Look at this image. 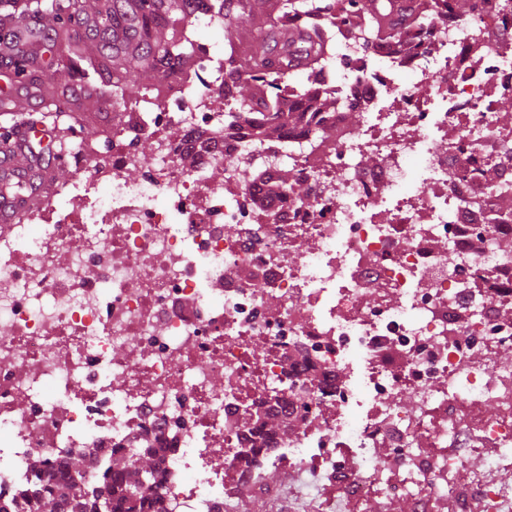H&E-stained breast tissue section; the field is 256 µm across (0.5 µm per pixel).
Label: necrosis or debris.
<instances>
[{
    "instance_id": "4bbe7bcc",
    "label": "necrosis or debris",
    "mask_w": 512,
    "mask_h": 512,
    "mask_svg": "<svg viewBox=\"0 0 512 512\" xmlns=\"http://www.w3.org/2000/svg\"><path fill=\"white\" fill-rule=\"evenodd\" d=\"M329 32L320 81L282 88L359 108L325 146L307 124L225 130L223 51L201 44L202 87L136 108L110 153L76 148L91 175L65 206L0 230L7 512L41 491L34 459L88 454L92 485L132 450L157 454L166 512L264 496L270 467L315 471L349 512H512V0H433L367 53ZM282 166L307 196L262 200ZM273 410L300 428L264 433Z\"/></svg>"
}]
</instances>
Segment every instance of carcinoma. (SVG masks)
<instances>
[{
    "label": "carcinoma",
    "instance_id": "obj_1",
    "mask_svg": "<svg viewBox=\"0 0 512 512\" xmlns=\"http://www.w3.org/2000/svg\"><path fill=\"white\" fill-rule=\"evenodd\" d=\"M270 0H112L95 24L100 31H112V41L100 37L87 49L83 36L72 29L79 16L78 0H0V31L16 25L24 16L38 21L48 20L42 27L28 28L25 34L32 41L56 49L54 65L64 75V83L40 91L39 101L29 107H16L8 94L0 97V124L6 136L22 129L41 125L53 136L56 156L72 150L80 136L71 122L69 105L78 98H124L128 92L126 64L149 68L163 78L178 77L195 65L197 51L195 34L187 24L197 13H208L224 19L232 32L249 17L267 10ZM291 12L304 16L301 21L286 14L254 28L257 49L246 65L234 55L224 59L234 79L228 92L243 106L256 107V120L246 121L252 135L262 140L279 138L282 128L293 122H314L317 139L327 141L334 135L328 122L330 113L338 110L336 98L313 95L302 106L284 110L279 83L300 66L309 75L318 76L331 55L332 41L320 24V17L336 9V0H288ZM429 8H402L398 0H346V26L359 35L360 44L396 43L405 29L418 24ZM0 70L14 76L25 74L21 83L37 85L39 70L21 51L10 47L0 51ZM265 197L275 200L291 193H308L294 172L281 168L261 183ZM157 458L151 451L133 452L112 458L101 474L100 486L90 497L74 491L81 487L85 460L69 457L64 462L68 483L57 492L48 491L34 503L33 512H98L99 504L109 512H122L131 501H142L157 474Z\"/></svg>",
    "mask_w": 512,
    "mask_h": 512
}]
</instances>
